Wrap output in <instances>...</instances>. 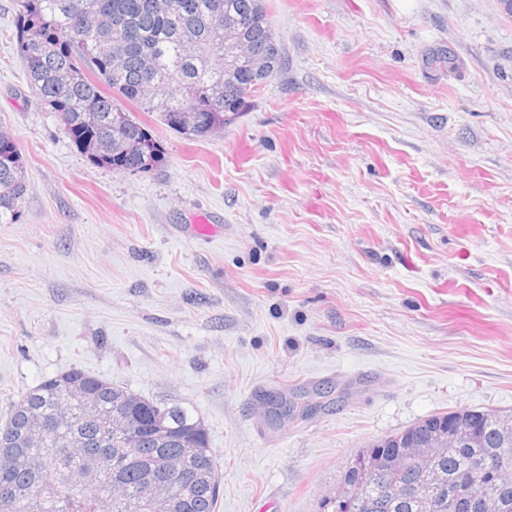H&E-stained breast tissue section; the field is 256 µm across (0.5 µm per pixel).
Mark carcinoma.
<instances>
[{
	"label": "carcinoma",
	"mask_w": 512,
	"mask_h": 512,
	"mask_svg": "<svg viewBox=\"0 0 512 512\" xmlns=\"http://www.w3.org/2000/svg\"><path fill=\"white\" fill-rule=\"evenodd\" d=\"M242 19L240 38L271 59V74L283 65L264 0H171L156 11L151 0H18L17 43L31 87L56 112L65 129L91 119L96 132L73 138L93 164L147 172L162 163L160 144L131 112L121 123L118 99L156 115L189 138L239 118L265 79L241 64H224V14ZM182 112L201 113L185 128ZM145 144L143 155L114 154L113 142ZM0 213L12 212L26 190L25 166L15 142L0 140ZM134 418L142 428L114 431L112 415ZM461 418L470 435L437 456L433 474L399 460L411 436ZM45 426L33 444V424ZM11 446H0V502L11 512H149L138 494L150 480L169 491L166 512H215L217 458L194 411L159 407L109 380L80 369L50 377L11 406L3 427ZM198 454L181 455L182 439ZM80 440L81 454L66 453ZM23 451L15 463L13 450ZM489 459L512 470V411L459 409L431 415L362 450L345 470L351 484L365 475L370 485L363 512H481L475 496H496L500 512H512V482L500 483L483 464ZM409 488L406 494L396 491Z\"/></svg>",
	"instance_id": "obj_1"
}]
</instances>
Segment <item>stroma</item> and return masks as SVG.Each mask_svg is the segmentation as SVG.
Masks as SVG:
<instances>
[{"label": "stroma", "mask_w": 512, "mask_h": 512, "mask_svg": "<svg viewBox=\"0 0 512 512\" xmlns=\"http://www.w3.org/2000/svg\"><path fill=\"white\" fill-rule=\"evenodd\" d=\"M284 64L224 130L93 165L0 0V426L78 368L195 410L216 512H321L362 448L512 410V17L496 0H265ZM322 391L271 421L264 393ZM0 157L7 158L8 164L0 162V213L14 212L26 190L25 166L14 141L2 138Z\"/></svg>", "instance_id": "obj_1"}]
</instances>
